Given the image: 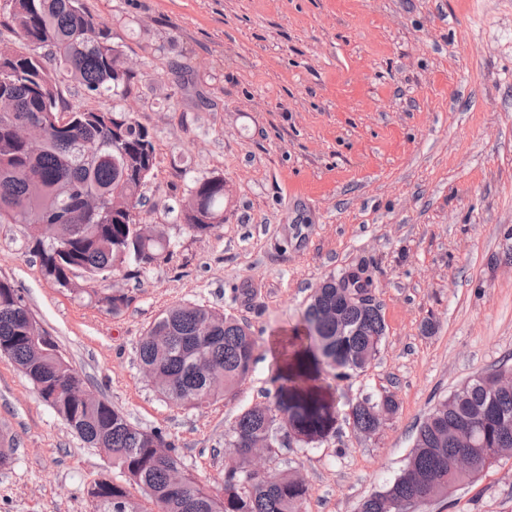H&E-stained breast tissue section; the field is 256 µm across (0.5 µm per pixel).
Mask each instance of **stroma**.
Returning a JSON list of instances; mask_svg holds the SVG:
<instances>
[{
    "label": "stroma",
    "mask_w": 512,
    "mask_h": 512,
    "mask_svg": "<svg viewBox=\"0 0 512 512\" xmlns=\"http://www.w3.org/2000/svg\"><path fill=\"white\" fill-rule=\"evenodd\" d=\"M135 64L131 97L61 88L75 106L132 112L156 168L146 223L172 254L105 283L119 312L47 280L21 224H0V279L130 423L159 430L210 491L228 429L264 402L272 341L302 322L324 279L361 269L387 331L369 368L339 382L334 436L280 444L270 471L298 473L302 512H358L404 467L430 410L478 373L512 366V0H83ZM221 176L224 222L180 221L195 180ZM198 304L249 324L256 362L234 394L194 408L142 375L137 344L162 310ZM398 409L373 435L345 415L368 393ZM0 512H92L88 489L138 486L88 447L0 355ZM418 512H512V455Z\"/></svg>",
    "instance_id": "obj_1"
}]
</instances>
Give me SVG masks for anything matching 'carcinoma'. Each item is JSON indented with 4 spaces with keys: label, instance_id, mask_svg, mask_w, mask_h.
Listing matches in <instances>:
<instances>
[{
    "label": "carcinoma",
    "instance_id": "carcinoma-1",
    "mask_svg": "<svg viewBox=\"0 0 512 512\" xmlns=\"http://www.w3.org/2000/svg\"><path fill=\"white\" fill-rule=\"evenodd\" d=\"M12 27L17 42L0 49V97L12 107L0 112V224H23L43 275L68 290L98 294L96 285L114 271L158 265L171 255L170 239L143 241L130 213H112L121 193L139 209L142 189L155 169L150 131L131 113L81 109L63 96L59 77L90 96H123L134 74L117 77L122 60L107 25L81 0H7L0 25ZM66 121L58 127L48 114ZM19 124L39 143L16 137ZM181 218L187 229L206 235L224 223V178L194 181ZM82 273V285L70 275ZM372 286L370 277L348 274L336 285H318L303 315L302 334L283 342V360L273 378V400L243 410L230 438L236 455L225 463L224 487L214 494L187 474L181 487L169 480L180 464L176 453L160 457L159 430L132 425L106 400L85 404L76 392L85 379L67 361L36 355L23 297L0 280V354L31 381L39 398L85 443L112 449V465L141 487L162 512H300L309 486L290 472L249 473L250 444L285 431L301 445L336 433L338 412L326 375L340 380L366 371L386 335L381 306L368 297L349 299ZM213 309L179 304L163 311L139 340V363L154 367L161 393L179 405L203 406L232 394L252 371L255 339L248 324L225 315L210 322ZM391 394L365 396L352 405L354 428L368 432L396 413ZM512 449V389L496 388L476 375L439 402L418 427L401 472L382 490L364 498L359 512H383L384 501L426 502L448 494L462 478H474ZM474 452L465 472L455 455ZM93 512H132L126 491L115 484L92 487Z\"/></svg>",
    "mask_w": 512,
    "mask_h": 512
}]
</instances>
